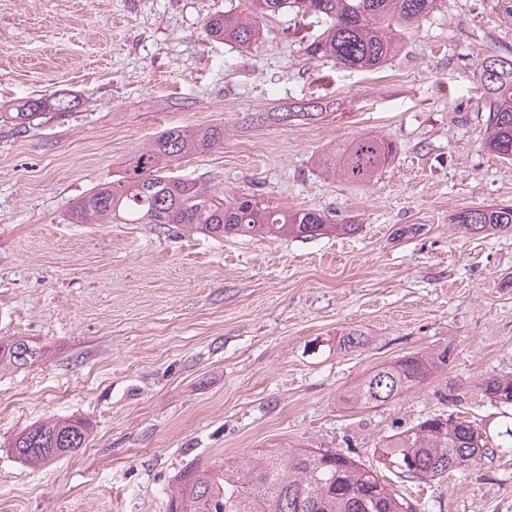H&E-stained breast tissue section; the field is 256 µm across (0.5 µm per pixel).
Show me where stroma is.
<instances>
[{
  "mask_svg": "<svg viewBox=\"0 0 512 512\" xmlns=\"http://www.w3.org/2000/svg\"><path fill=\"white\" fill-rule=\"evenodd\" d=\"M246 0H0V107L42 91L77 107L20 131L0 118V341L39 350L0 369V512H169L189 467L259 449L338 448L375 464L380 440L434 415L490 433L512 410L484 396L512 377V232L470 234L455 212L512 207V161L482 147L476 59L512 53L492 0H444L381 67L304 55L292 13L249 48L205 36ZM323 118L263 124L299 100ZM224 126L174 164L224 197L245 192L357 223L302 240L71 224L70 207L172 126ZM395 143L367 185L317 161L358 136ZM405 224L411 238L397 237ZM361 333L355 351L340 337ZM447 352L429 385L388 404L342 397L377 366ZM49 417L90 427L45 468L9 442ZM400 489L417 512H512V448Z\"/></svg>",
  "mask_w": 512,
  "mask_h": 512,
  "instance_id": "1",
  "label": "stroma"
}]
</instances>
